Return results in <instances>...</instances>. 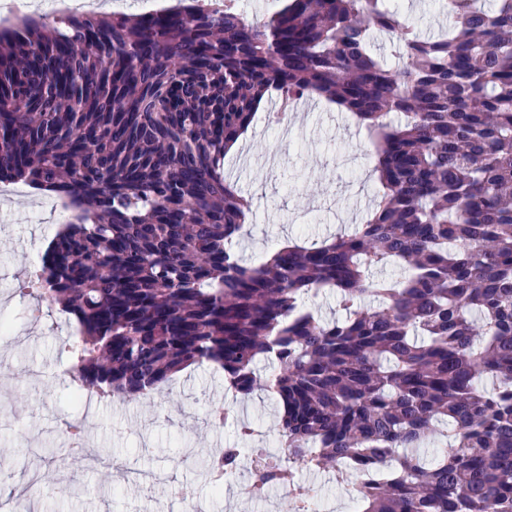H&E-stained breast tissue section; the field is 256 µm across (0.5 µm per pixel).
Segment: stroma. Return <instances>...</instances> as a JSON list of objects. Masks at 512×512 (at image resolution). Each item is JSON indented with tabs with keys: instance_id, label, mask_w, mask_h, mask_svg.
<instances>
[{
	"instance_id": "1",
	"label": "stroma",
	"mask_w": 512,
	"mask_h": 512,
	"mask_svg": "<svg viewBox=\"0 0 512 512\" xmlns=\"http://www.w3.org/2000/svg\"><path fill=\"white\" fill-rule=\"evenodd\" d=\"M308 115L291 112L287 128L268 124L269 104H261L244 134L241 150L225 159V174L251 197L250 224L238 254L247 263L271 253L282 241L311 244L348 232L366 220L380 191L363 176L372 160L365 128L321 98ZM26 193L0 198V319L12 322L16 336L0 340V448L11 449L8 480L22 469L55 472L47 451L63 447L61 420L87 413L74 401L65 377L55 370L67 363V334L56 317L31 326L25 319L28 297L15 290L16 277L31 266L58 227L29 219ZM224 406L232 421L212 426L207 413ZM88 443L96 461L57 474L44 483L31 512H143L146 499H166L169 484H187L207 512H234L248 493V475L214 494L205 461L236 443V419L256 430L250 444L276 451L281 408L263 389L241 397L224 385V374L209 365L192 366L149 399L112 398L96 403ZM164 471L168 484L132 482L130 473Z\"/></svg>"
}]
</instances>
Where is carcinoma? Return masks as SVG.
<instances>
[{
  "instance_id": "1",
  "label": "carcinoma",
  "mask_w": 512,
  "mask_h": 512,
  "mask_svg": "<svg viewBox=\"0 0 512 512\" xmlns=\"http://www.w3.org/2000/svg\"><path fill=\"white\" fill-rule=\"evenodd\" d=\"M437 6V38L389 0H285L260 22L189 0L0 32V182L72 205L17 283L78 325L72 393L140 398L207 363L248 395L271 360L283 452L251 449L252 496L277 486L308 512L299 468L391 457L359 512H512V0ZM314 94L377 134L382 191L354 232L244 264L252 199L226 147L264 98L280 123ZM324 288L342 319L303 308Z\"/></svg>"
}]
</instances>
